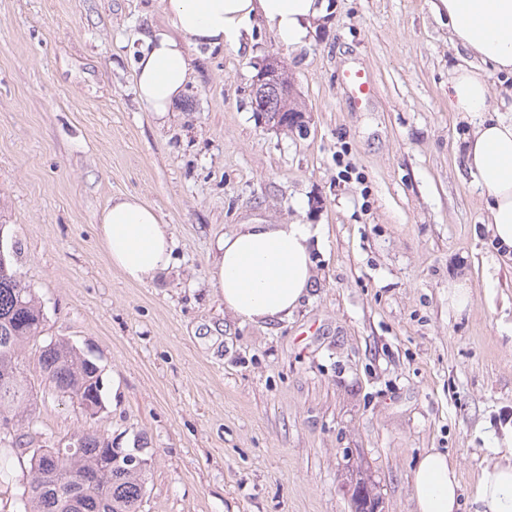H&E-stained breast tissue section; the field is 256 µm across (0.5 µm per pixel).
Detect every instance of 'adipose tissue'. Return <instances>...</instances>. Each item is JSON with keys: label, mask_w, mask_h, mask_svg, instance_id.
<instances>
[{"label": "adipose tissue", "mask_w": 512, "mask_h": 512, "mask_svg": "<svg viewBox=\"0 0 512 512\" xmlns=\"http://www.w3.org/2000/svg\"><path fill=\"white\" fill-rule=\"evenodd\" d=\"M167 23L141 34L135 60V92L141 106L164 117L192 80L188 47L241 48L263 22L291 47L304 45L317 23L328 21L327 0H165ZM447 14L453 40L478 58L448 78L455 111H488V82L512 73V0H434ZM470 173L491 199L489 225L497 241L512 248V121L478 122L466 144ZM112 267L130 283L147 284L167 271L173 235L160 213L139 196L112 197L98 226ZM317 224H241L214 244L215 293L224 309L246 322L289 317L314 284L312 244ZM498 456L474 484V512H512V430L498 441ZM460 477L447 454L429 449L414 466L415 512H458Z\"/></svg>", "instance_id": "ef3b65f1"}]
</instances>
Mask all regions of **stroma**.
<instances>
[{
    "label": "stroma",
    "mask_w": 512,
    "mask_h": 512,
    "mask_svg": "<svg viewBox=\"0 0 512 512\" xmlns=\"http://www.w3.org/2000/svg\"><path fill=\"white\" fill-rule=\"evenodd\" d=\"M300 47L256 28L244 48H190L194 81L158 119L136 99L138 33L163 0H0V224L45 338L101 368L89 419L46 393L27 430L147 443L143 512H351L367 474L381 512H413L429 448L455 463L463 512L512 426V254L464 167L458 54L430 0H329ZM281 57L311 132L265 125L258 65ZM374 89L354 102L344 75ZM170 224L174 262L126 282L97 236L112 197ZM317 224L316 278L288 319L232 318L213 245L241 224ZM471 302L449 308V285Z\"/></svg>",
    "instance_id": "obj_1"
}]
</instances>
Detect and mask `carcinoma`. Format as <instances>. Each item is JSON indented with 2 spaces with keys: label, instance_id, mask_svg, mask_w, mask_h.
I'll use <instances>...</instances> for the list:
<instances>
[{
  "label": "carcinoma",
  "instance_id": "obj_1",
  "mask_svg": "<svg viewBox=\"0 0 512 512\" xmlns=\"http://www.w3.org/2000/svg\"><path fill=\"white\" fill-rule=\"evenodd\" d=\"M44 331V314L24 276L8 262L0 267V420L13 421L16 433L8 446L28 458L17 493L18 512H73V491H78L81 512H141L148 468L129 463L128 454L110 450L96 430L74 436L81 448H33L21 430L35 418L38 392L23 376L22 360L29 346L36 347L45 387L58 390L78 404H103L98 364L82 355L64 338L37 340ZM8 379L3 380L1 376ZM57 455L55 467H42L43 455ZM112 467H107V455ZM82 476L86 482H78Z\"/></svg>",
  "mask_w": 512,
  "mask_h": 512
}]
</instances>
